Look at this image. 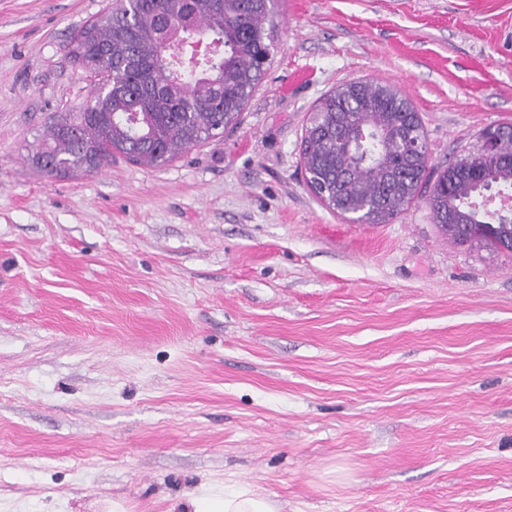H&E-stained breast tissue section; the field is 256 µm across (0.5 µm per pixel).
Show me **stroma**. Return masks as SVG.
I'll return each instance as SVG.
<instances>
[{
    "label": "stroma",
    "mask_w": 512,
    "mask_h": 512,
    "mask_svg": "<svg viewBox=\"0 0 512 512\" xmlns=\"http://www.w3.org/2000/svg\"><path fill=\"white\" fill-rule=\"evenodd\" d=\"M115 0H0V512H512V254L425 203L356 224L308 189L323 95L397 87L430 163L512 125V0H274L235 128L159 167L45 176ZM193 512H278V504L244 487L223 493L205 489L192 499Z\"/></svg>",
    "instance_id": "obj_1"
}]
</instances>
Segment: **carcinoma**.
<instances>
[{"instance_id":"obj_1","label":"carcinoma","mask_w":512,"mask_h":512,"mask_svg":"<svg viewBox=\"0 0 512 512\" xmlns=\"http://www.w3.org/2000/svg\"><path fill=\"white\" fill-rule=\"evenodd\" d=\"M272 0H117L74 33L68 53L105 73L78 110L53 121L33 163L48 177L92 172L121 154L161 166L239 123L271 64ZM218 54L196 72L173 51L199 37ZM494 154L429 166L419 112L389 84L350 81L325 94L308 119L302 156L310 190L329 209L386 224L423 201L451 241L512 251V210L477 197L512 190V126H497Z\"/></svg>"}]
</instances>
